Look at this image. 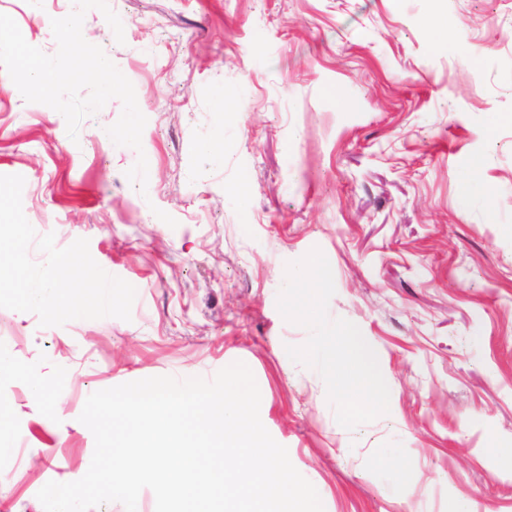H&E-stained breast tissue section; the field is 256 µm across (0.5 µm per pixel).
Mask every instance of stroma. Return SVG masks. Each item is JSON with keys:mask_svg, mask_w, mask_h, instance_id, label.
Here are the masks:
<instances>
[{"mask_svg": "<svg viewBox=\"0 0 512 512\" xmlns=\"http://www.w3.org/2000/svg\"><path fill=\"white\" fill-rule=\"evenodd\" d=\"M108 4L123 42L96 9L82 34L132 82L141 150L95 135L120 100L73 139L0 68V175L24 177L27 220L60 248L88 239L136 289L127 321L0 308V512H43L47 482L85 475L93 392L235 361L324 512H512V0ZM73 8L0 0L49 55ZM219 124L215 166L198 145ZM141 152L143 193L126 176ZM314 263L322 329L280 286ZM349 332L382 388L354 415L321 345Z\"/></svg>", "mask_w": 512, "mask_h": 512, "instance_id": "stroma-1", "label": "stroma"}]
</instances>
